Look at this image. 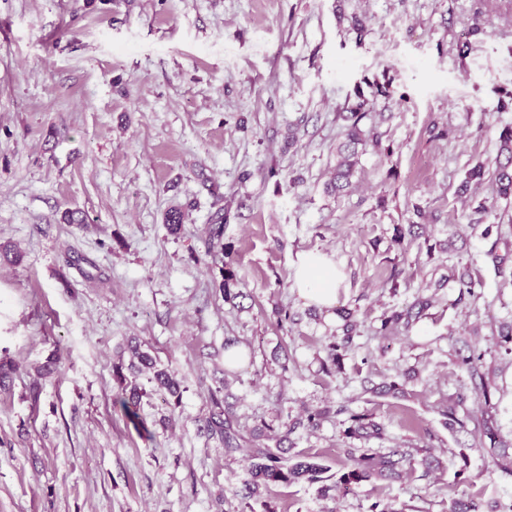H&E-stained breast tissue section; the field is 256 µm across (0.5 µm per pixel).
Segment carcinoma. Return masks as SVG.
<instances>
[{"label":"carcinoma","instance_id":"1","mask_svg":"<svg viewBox=\"0 0 512 512\" xmlns=\"http://www.w3.org/2000/svg\"><path fill=\"white\" fill-rule=\"evenodd\" d=\"M360 109L361 105L358 104L350 108V112L344 116L351 124L347 125L343 140L336 146V168L330 186L337 194L353 187L358 157L367 145L365 133L359 127V122L363 118ZM492 176L502 195L512 194V128L504 129L499 136V148L494 159ZM183 219L181 208L172 207L167 210L164 222L170 233L177 234L182 228ZM208 240L209 253L213 258L222 261L229 257V251L224 246L223 213H217L209 225ZM427 306L428 302L421 301L416 312L410 307L384 313L381 318L380 335L388 337L400 328L410 330L420 318L421 311ZM129 352V364L119 362L113 366L114 377L121 388L118 403L130 423L139 431L148 434L150 430L138 412L144 391L137 381L126 377L124 370L132 373L140 372L144 368L150 370L151 382L154 383L156 390L163 391L177 400L181 395L180 383L172 377L168 369L159 366L156 359L141 348V344L129 346ZM483 357L484 354L473 348L469 355L461 359V365L467 369L479 407L475 411L470 409L461 396L448 398V428H464L466 424H471L469 433L478 441L480 451L491 457L499 471L512 475V446L500 439L496 431L494 398L497 387L484 369ZM212 401L218 411L206 421L207 431L219 437L224 442V447L229 450L244 447L250 449V464L236 493L241 502L248 504L252 500L257 501L262 493L270 491L273 487L300 483L317 484L318 492L324 497L328 495L331 490V486L326 484V481L330 480V477L326 476L330 471L328 466L316 456H287L292 429L282 432L266 425L246 437L234 427L231 416L221 408L218 398L214 397ZM350 421L351 424L346 430V436L349 438L360 439L382 434V427L371 421L367 414H353ZM405 463L410 467L414 466L410 454L400 448H394L387 454L363 448L359 456L350 454L347 460L342 462L337 483L346 487H358L367 483L391 480L401 475ZM480 509L481 502L476 493L455 496L448 500V512H480Z\"/></svg>","mask_w":512,"mask_h":512}]
</instances>
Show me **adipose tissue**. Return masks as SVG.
Instances as JSON below:
<instances>
[{"instance_id": "obj_1", "label": "adipose tissue", "mask_w": 512, "mask_h": 512, "mask_svg": "<svg viewBox=\"0 0 512 512\" xmlns=\"http://www.w3.org/2000/svg\"><path fill=\"white\" fill-rule=\"evenodd\" d=\"M342 275L324 253L304 252L296 263L295 285L308 302L322 309L334 308Z\"/></svg>"}]
</instances>
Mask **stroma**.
Masks as SVG:
<instances>
[{
  "label": "stroma",
  "mask_w": 512,
  "mask_h": 512,
  "mask_svg": "<svg viewBox=\"0 0 512 512\" xmlns=\"http://www.w3.org/2000/svg\"><path fill=\"white\" fill-rule=\"evenodd\" d=\"M355 104L379 143L336 197L326 185ZM508 127L512 0H0V243L21 254L0 265V512H448L449 495L477 491L481 512H504L512 479L443 411L469 392L458 360L476 347L512 440L498 336L512 280L488 256L512 270V197L492 175L466 180ZM69 209L86 227L63 223ZM219 210L242 292L231 302L207 253ZM417 222L426 246L395 242ZM306 251L342 269L337 309L295 288ZM421 297L432 304L410 332L378 335L386 310ZM228 337L247 351L232 370ZM132 339L181 385L176 400L139 375L149 439L116 402ZM332 351L340 366L323 371ZM390 383L397 394L375 395ZM216 396L242 432L293 426V453L334 471L365 447L429 452L440 468L325 497L275 487L246 509L233 493L248 450L206 431ZM309 410L317 428L301 423ZM352 413L382 437H345Z\"/></svg>",
  "instance_id": "35a3bbf8"
}]
</instances>
